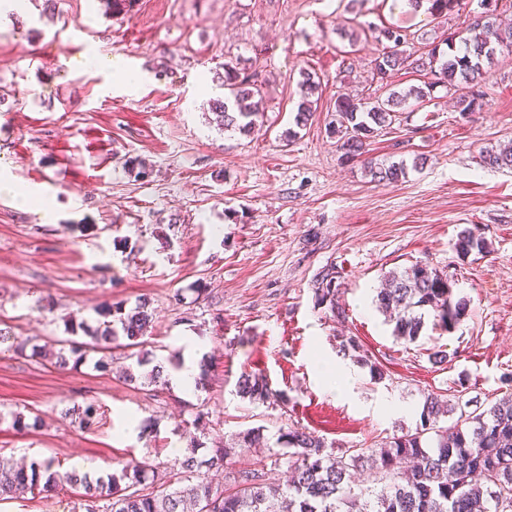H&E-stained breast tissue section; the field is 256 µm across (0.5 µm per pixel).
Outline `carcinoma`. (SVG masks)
I'll return each mask as SVG.
<instances>
[{
	"label": "carcinoma",
	"mask_w": 512,
	"mask_h": 512,
	"mask_svg": "<svg viewBox=\"0 0 512 512\" xmlns=\"http://www.w3.org/2000/svg\"><path fill=\"white\" fill-rule=\"evenodd\" d=\"M424 1L427 13L435 19L467 5L466 0H410L416 9ZM362 27L375 30L377 38L387 41L371 61L378 81L403 68L425 71L431 78L406 93L391 91L370 106L350 97L336 98L328 130L338 137L347 159L366 153L374 133L389 125L395 112L422 104L441 83L459 92L458 112L479 110L483 97L479 85L486 67L496 52L512 51V26L503 28L480 18L471 23L463 52H455L453 38L448 37V50L435 45L425 57L403 49L407 34L397 26L375 29L364 23ZM217 81L224 88V97L211 103L218 125L243 133L253 131L261 112L253 98L261 95L260 88L240 76L231 61L224 62V74ZM300 86L298 128L317 111L313 96L319 82L305 72ZM483 162L512 169V149L488 150ZM368 173L375 181H397L405 176L406 168L396 163L370 165ZM455 249L465 257L474 250L490 252V244L466 229L457 237ZM339 279L336 265L327 263L315 275L312 291L315 306L340 316L344 310ZM375 302L394 323L393 335L407 342L420 336L425 312L433 311L450 330L463 320L469 307L466 298L455 295L454 282L448 276L418 263L383 275ZM97 314L103 321L96 327L71 317L73 338L63 341L53 355L55 364L60 368L77 365L88 353L96 352L101 357L94 368L105 371L112 351L127 349L136 366H151L147 373L150 382L166 385L164 366L155 361L143 341L153 318L148 304L140 302L129 310L104 304ZM80 331L81 341L76 339ZM339 348L369 367L374 378L384 379L381 366L361 349L355 337H341ZM237 393L251 401L277 402L260 373H243ZM262 439L258 427L241 431L231 442L209 449L206 458L198 456V446L192 443L175 467L151 480L147 465L140 462L129 463L104 479L75 469L61 472L52 460L33 461L28 466L1 460L0 497L28 493L36 497L65 484L82 490L85 512H512V400L481 403L476 398L464 401L459 397L451 403L428 394L415 428H402L374 447L347 448L338 455L327 450L324 438L292 425L280 435L286 451L273 452L274 464L287 468L285 485L268 472L234 467V458L257 447ZM203 468L224 471V484L200 479ZM364 469L373 473L367 486L356 483L357 473Z\"/></svg>",
	"instance_id": "obj_1"
}]
</instances>
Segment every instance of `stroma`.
Returning a JSON list of instances; mask_svg holds the SVG:
<instances>
[{
  "instance_id": "stroma-1",
  "label": "stroma",
  "mask_w": 512,
  "mask_h": 512,
  "mask_svg": "<svg viewBox=\"0 0 512 512\" xmlns=\"http://www.w3.org/2000/svg\"><path fill=\"white\" fill-rule=\"evenodd\" d=\"M340 0H134L123 15L102 0H26L0 17V172L50 203L49 212L0 195V332L56 350L76 314L95 321L103 303L147 300V339L167 371L205 361L192 393L127 383L130 359L60 369L0 345V459H55L94 476L133 460L175 465L173 448L208 449L258 427L264 447L238 466L268 471L283 429L297 425L335 451L368 448L415 426L425 395L493 402L512 393V169L484 167L490 148L512 143V53H498L479 112L460 115L456 95L400 112L370 141L379 164L406 162L396 182L371 179L343 157L326 125L338 95L375 101V37L345 53ZM368 21L403 27L415 51L463 39L480 0L434 19L391 0H366ZM121 57L141 82L126 87ZM261 84L263 118L251 134L217 127L209 110L224 93L227 60ZM317 73L318 109L294 126L302 72ZM145 162L147 178L126 168ZM473 230L486 253L457 254ZM339 271L344 317L314 305L312 280ZM424 263L450 275L469 312L453 330L427 316L418 340L396 339L374 302L383 273ZM356 337L385 371L339 350ZM446 349L448 362L430 354ZM350 369L329 382L316 360ZM262 373L283 405L237 393L241 373ZM89 403L102 422L84 427L71 408ZM40 417L17 431L14 413ZM201 426H194L195 417ZM143 431L128 434L129 421ZM0 512H81L66 488L0 500Z\"/></svg>"
}]
</instances>
